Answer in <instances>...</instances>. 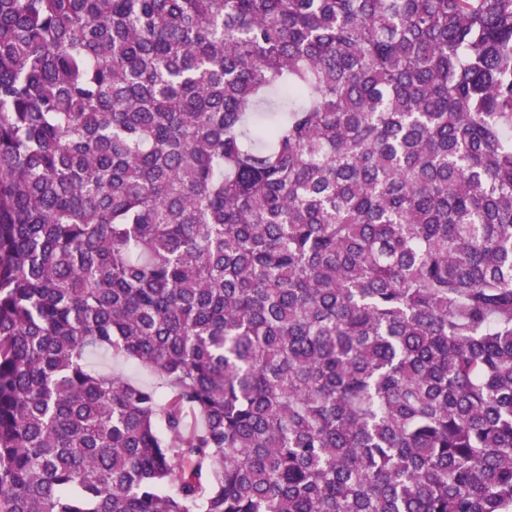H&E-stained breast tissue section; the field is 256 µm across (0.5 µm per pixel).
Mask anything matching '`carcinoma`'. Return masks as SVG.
Masks as SVG:
<instances>
[{"label": "carcinoma", "instance_id": "1", "mask_svg": "<svg viewBox=\"0 0 512 512\" xmlns=\"http://www.w3.org/2000/svg\"><path fill=\"white\" fill-rule=\"evenodd\" d=\"M0 512H512V0H0ZM88 359L90 364L98 371L101 372H121L124 375L141 380L146 381L150 379V375L147 371L122 362L120 360L111 359L109 356H106L101 353L92 352L88 355Z\"/></svg>", "mask_w": 512, "mask_h": 512}]
</instances>
